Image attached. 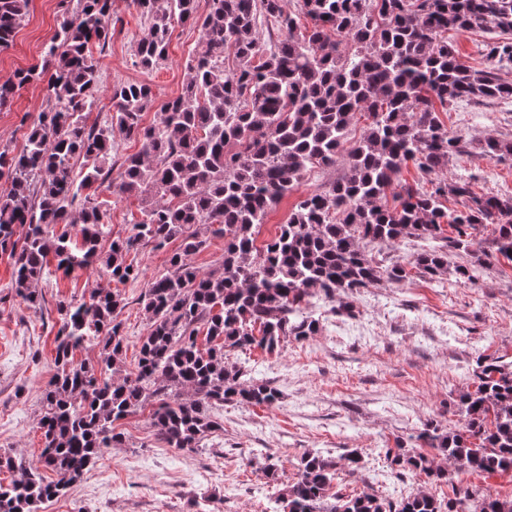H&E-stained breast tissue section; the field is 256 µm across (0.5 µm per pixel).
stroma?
<instances>
[{
	"label": "stroma",
	"mask_w": 512,
	"mask_h": 512,
	"mask_svg": "<svg viewBox=\"0 0 512 512\" xmlns=\"http://www.w3.org/2000/svg\"><path fill=\"white\" fill-rule=\"evenodd\" d=\"M113 8L115 30L97 56L101 101L110 103L113 84L124 81L148 83L160 103L178 96L186 62L201 45L200 31L174 24L167 60L145 72L134 64L144 20L130 0H115ZM60 21L57 0H30L13 45L0 51V84L37 59ZM44 106L39 86L20 90L11 110L0 112V146L20 152L22 116L36 118ZM440 118L468 141L512 138L511 102H461ZM342 173L339 165L308 173L269 213L258 241L273 237L300 200L327 189ZM440 177L450 183L468 179L480 195L512 197V156L490 159L471 150L455 156ZM170 253L167 247L131 252L141 275L121 285L99 269L50 272L37 285L45 300L39 312L11 292L12 262L0 254V453L26 466L38 464L40 393L55 371L57 301L120 288L128 300L120 315L122 365L134 370L147 323L140 296L153 277L166 272ZM349 303L353 313L347 316L314 302L320 328L308 340L286 339L272 353H236L251 377L277 389L273 405L215 408L224 429L208 437L202 451L168 447L145 414L129 416L120 425L124 442L65 497L41 505V512H280L279 492L294 480L303 454L337 460L353 449L361 452L363 466L340 469L333 491L350 495L370 486L392 500L420 489L447 497V486L392 472L383 450L398 444L421 448L417 436L431 421L460 425L456 404L472 386L478 359L512 361V264L491 262L466 284L452 271L433 280H384ZM268 459L278 466L276 478L261 470Z\"/></svg>",
	"instance_id": "1"
}]
</instances>
